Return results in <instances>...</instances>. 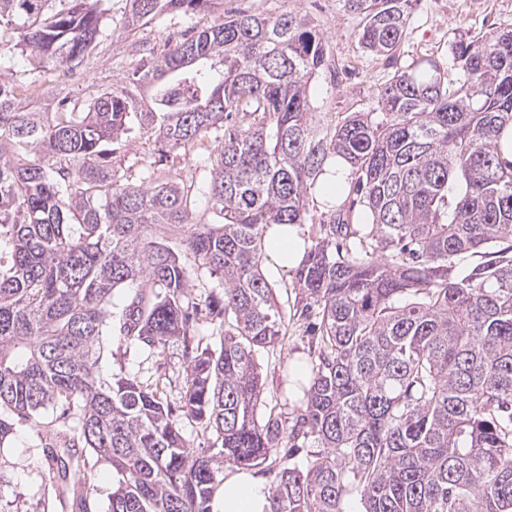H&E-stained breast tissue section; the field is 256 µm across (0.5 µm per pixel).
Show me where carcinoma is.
I'll return each mask as SVG.
<instances>
[{
  "label": "carcinoma",
  "mask_w": 512,
  "mask_h": 512,
  "mask_svg": "<svg viewBox=\"0 0 512 512\" xmlns=\"http://www.w3.org/2000/svg\"><path fill=\"white\" fill-rule=\"evenodd\" d=\"M102 2L0 0V29L52 83L107 38ZM126 2L130 32L215 4ZM343 2L365 15L363 46L387 55L418 0ZM454 60L459 82L416 59L378 91L379 111L323 136L307 94L323 39L290 14L191 26L121 83L50 112L19 98L25 75L0 80V472L28 425L50 435L52 487L69 512H99L75 474L101 462L120 476L109 512H211L224 466L303 443L317 452L273 472L265 512H344L350 494L365 512H512V164L499 159L512 28L457 43ZM221 130L214 152L197 153ZM136 139L167 147L168 170L112 168ZM191 156L208 169L212 223L177 167ZM338 156L371 243L333 215L292 270L317 322L290 426L258 414V357L288 324L263 272L267 230L305 223L310 180ZM469 252L486 260L451 278L448 259ZM205 278L216 285L200 299L191 287ZM202 318L219 343L203 342ZM105 336L176 344L179 406L129 375L104 379Z\"/></svg>",
  "instance_id": "obj_1"
}]
</instances>
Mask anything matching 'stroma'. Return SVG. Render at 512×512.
I'll use <instances>...</instances> for the list:
<instances>
[{
  "mask_svg": "<svg viewBox=\"0 0 512 512\" xmlns=\"http://www.w3.org/2000/svg\"><path fill=\"white\" fill-rule=\"evenodd\" d=\"M126 0H107L108 37L97 55L78 68V81L63 77L55 81V95L77 93L87 96L121 78L128 64L142 53H157L176 40L181 30L209 25L216 15L227 12L279 15L305 19L324 38L326 65L308 87L313 124L325 130L354 112L378 108L377 92L397 70L418 57L437 60L449 80H458L453 47L479 33L512 26V0H419L412 9L395 51L376 55L364 49L359 33L365 23L361 14L347 10L342 0H219L212 12L176 16L152 22L134 33L124 31L122 19ZM265 273L276 298L289 313L285 338L259 359L263 383L262 412L291 418L303 403V394L289 385L287 371L306 372L311 360L309 325L313 312L303 311L304 296L286 269L267 262ZM103 377L121 372L153 384L158 373H182L181 352L169 346L159 353L112 343L100 362ZM0 482V512H43L42 503L50 485L43 448L34 432L18 428L11 444V457Z\"/></svg>",
  "mask_w": 512,
  "mask_h": 512,
  "instance_id": "stroma-1",
  "label": "stroma"
}]
</instances>
